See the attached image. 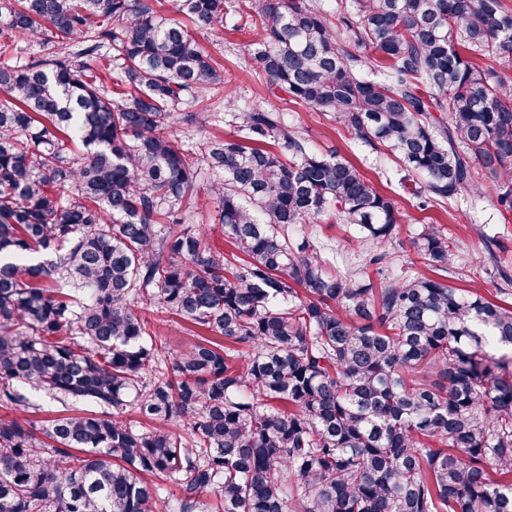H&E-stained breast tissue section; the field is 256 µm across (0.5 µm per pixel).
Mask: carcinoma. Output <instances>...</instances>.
Returning a JSON list of instances; mask_svg holds the SVG:
<instances>
[{
  "mask_svg": "<svg viewBox=\"0 0 512 512\" xmlns=\"http://www.w3.org/2000/svg\"><path fill=\"white\" fill-rule=\"evenodd\" d=\"M251 67L420 175L512 213L503 0H243ZM0 0V512H512V309L438 277L374 287L305 232L331 209L387 264L400 213L283 112L224 93L225 0ZM366 51L357 55L346 43ZM380 68L385 80L361 74ZM117 73L119 89L104 82ZM212 174L225 254L189 223ZM435 273L453 244L412 239ZM196 340L156 335L139 304ZM71 412L33 421L30 394ZM224 111L221 112V118H218L220 122H217V125H214L207 129V131L204 132H187L184 133L182 131H186L184 128L185 126H179L177 128V133L180 135V137H183V140H185V144H189V146H193V149H195L196 143H198L200 140L203 139L204 136L208 137L210 135H228L231 131H233L232 126L228 125V120H230L229 116L224 117ZM184 136H186L184 138Z\"/></svg>",
  "mask_w": 512,
  "mask_h": 512,
  "instance_id": "carcinoma-1",
  "label": "carcinoma"
}]
</instances>
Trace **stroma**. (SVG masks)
<instances>
[{
  "mask_svg": "<svg viewBox=\"0 0 512 512\" xmlns=\"http://www.w3.org/2000/svg\"><path fill=\"white\" fill-rule=\"evenodd\" d=\"M235 19L236 29H225L220 39L199 36L200 45L221 60L224 76L240 104H260L282 110L289 124L312 146L322 151H336L352 161L382 194L394 200L402 221L395 229L391 245L397 259L389 266V274L426 273L427 267L410 241L421 225L439 224L449 238L458 243L457 257L448 272V285L461 290L479 286L486 298L512 308V280L503 281L495 274L499 267L512 273V222H504L495 196L462 197L419 210L402 185L404 173L392 155L377 152L355 140L329 117L286 101L284 93H271L264 76L248 64V50L257 38L252 21L243 12L237 13ZM311 232L313 237L335 249L339 266L363 261L365 253L358 234L336 212L326 213L312 225Z\"/></svg>",
  "mask_w": 512,
  "mask_h": 512,
  "instance_id": "stroma-1",
  "label": "stroma"
}]
</instances>
